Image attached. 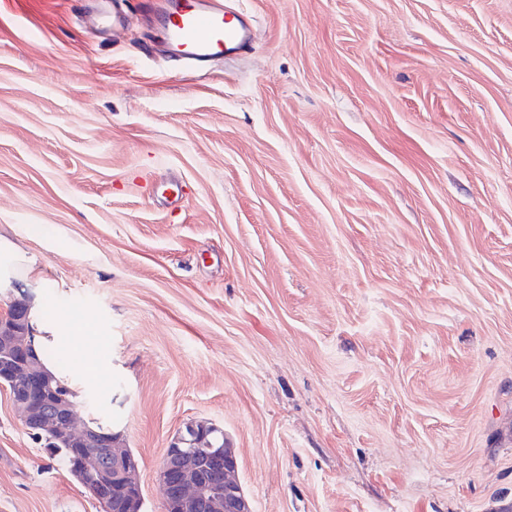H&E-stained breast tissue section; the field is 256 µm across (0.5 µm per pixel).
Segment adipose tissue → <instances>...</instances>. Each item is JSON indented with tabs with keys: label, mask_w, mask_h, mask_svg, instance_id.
Masks as SVG:
<instances>
[{
	"label": "adipose tissue",
	"mask_w": 512,
	"mask_h": 512,
	"mask_svg": "<svg viewBox=\"0 0 512 512\" xmlns=\"http://www.w3.org/2000/svg\"><path fill=\"white\" fill-rule=\"evenodd\" d=\"M40 278L41 272L34 260L15 241L0 235V288H9L16 293L30 292L29 325L32 331L33 346L38 349L42 348L47 335L50 334L69 336L71 339L69 348L79 359L75 393L79 394L98 386L105 366L100 359L86 356L84 343L85 337L97 334V326L90 321L65 320L57 327L44 322L41 299L31 293L34 284Z\"/></svg>",
	"instance_id": "adipose-tissue-1"
}]
</instances>
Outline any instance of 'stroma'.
I'll return each mask as SVG.
<instances>
[{
  "label": "stroma",
  "instance_id": "stroma-1",
  "mask_svg": "<svg viewBox=\"0 0 512 512\" xmlns=\"http://www.w3.org/2000/svg\"><path fill=\"white\" fill-rule=\"evenodd\" d=\"M199 73L159 0H0V234L93 321L76 400L139 460L188 423L252 512H512V0H224ZM0 512H103L0 388ZM164 39L171 57L196 68L244 52L251 32L239 15L224 9L221 0H169Z\"/></svg>",
  "mask_w": 512,
  "mask_h": 512
}]
</instances>
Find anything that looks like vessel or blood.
Wrapping results in <instances>:
<instances>
[{
    "label": "vessel or blood",
    "mask_w": 512,
    "mask_h": 512,
    "mask_svg": "<svg viewBox=\"0 0 512 512\" xmlns=\"http://www.w3.org/2000/svg\"><path fill=\"white\" fill-rule=\"evenodd\" d=\"M163 35L171 57L201 69L251 45L248 26L222 0H170Z\"/></svg>",
    "instance_id": "obj_1"
}]
</instances>
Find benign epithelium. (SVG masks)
<instances>
[{
  "mask_svg": "<svg viewBox=\"0 0 512 512\" xmlns=\"http://www.w3.org/2000/svg\"><path fill=\"white\" fill-rule=\"evenodd\" d=\"M26 294L12 298L0 313V387L7 389L22 424L39 443L48 435L87 449L105 447L107 462L90 476L93 493L112 490L127 512H140L143 493L138 462L118 447V439L103 443L100 434L75 422L74 406L53 387L51 377L32 351ZM193 448L185 436L166 450L160 469L165 512H251L236 479L238 462L231 448L218 447L209 436L216 428L205 421L188 424Z\"/></svg>",
  "mask_w": 512,
  "mask_h": 512,
  "instance_id": "7a95c632",
  "label": "benign epithelium"
}]
</instances>
